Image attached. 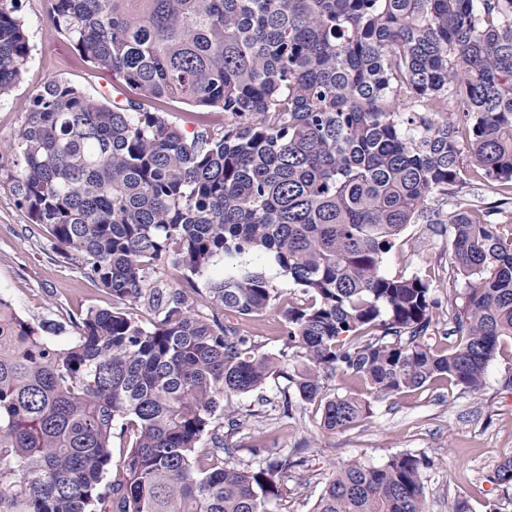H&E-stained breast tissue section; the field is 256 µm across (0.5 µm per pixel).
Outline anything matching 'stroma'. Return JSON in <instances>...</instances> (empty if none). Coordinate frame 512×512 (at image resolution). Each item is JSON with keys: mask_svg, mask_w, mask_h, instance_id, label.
Masks as SVG:
<instances>
[{"mask_svg": "<svg viewBox=\"0 0 512 512\" xmlns=\"http://www.w3.org/2000/svg\"><path fill=\"white\" fill-rule=\"evenodd\" d=\"M18 15L30 44L28 63L16 86L0 96V297L25 320L59 324L54 340L68 343L78 331L73 324L90 308L112 306L109 293L86 278L49 236L32 228L17 203L12 174L17 170L15 145L24 110L52 79L68 82L97 98L111 92L112 79L98 71L48 21L51 0H19ZM392 276L419 275L433 285L440 312L448 298L460 295L463 279L456 273L445 224H410L384 263ZM280 314L271 312L238 326L254 336L263 352L300 363V349L287 346ZM284 379H271L262 394L232 397L238 413L256 412L258 425L270 439L263 448L243 439L236 457L258 464L298 448L304 458L299 483L291 484L271 512H312L326 481L350 462L383 465L398 453H413L428 462L423 471L428 512H512V499L493 481L498 466L512 458V339H503L489 362L485 385L465 392L440 379L399 395L373 391L359 378L336 373L325 382L328 394L353 395L370 406L369 415L344 432L325 430L316 406L302 403L291 415L282 412Z\"/></svg>", "mask_w": 512, "mask_h": 512, "instance_id": "stroma-1", "label": "stroma"}]
</instances>
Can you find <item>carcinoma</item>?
<instances>
[{"label": "carcinoma", "instance_id": "carcinoma-1", "mask_svg": "<svg viewBox=\"0 0 512 512\" xmlns=\"http://www.w3.org/2000/svg\"><path fill=\"white\" fill-rule=\"evenodd\" d=\"M17 11L0 0V95L30 53ZM50 22L137 98L51 80L25 109L19 203L115 306L57 344L0 298V512H269L302 460L241 464L243 422L216 418L229 396L281 377L284 414L294 396L317 403L336 431L369 410L327 396L337 370L384 395L484 386L512 339V0H52ZM176 101L209 108L191 137L163 115ZM416 223L450 225L464 278L449 352L424 343L440 323L430 282L383 271ZM264 257L307 303L259 272L213 274ZM169 258L180 279L150 280ZM195 294L242 320L286 305L303 363L196 314ZM426 466L350 463L313 512H426Z\"/></svg>", "mask_w": 512, "mask_h": 512}]
</instances>
